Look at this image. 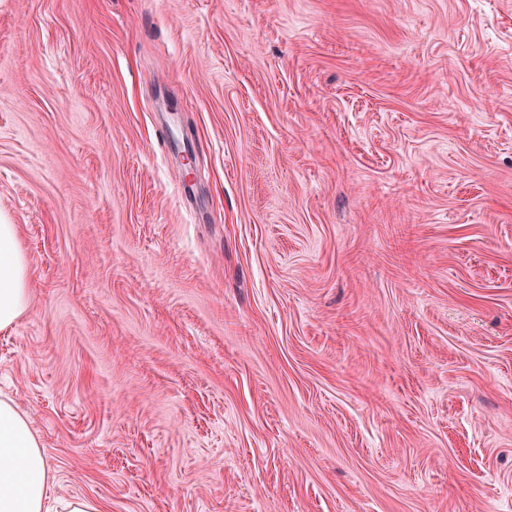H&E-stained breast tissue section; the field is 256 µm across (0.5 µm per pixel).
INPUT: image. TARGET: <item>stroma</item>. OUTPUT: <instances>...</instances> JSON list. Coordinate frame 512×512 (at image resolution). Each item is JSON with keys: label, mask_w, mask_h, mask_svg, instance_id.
<instances>
[{"label": "stroma", "mask_w": 512, "mask_h": 512, "mask_svg": "<svg viewBox=\"0 0 512 512\" xmlns=\"http://www.w3.org/2000/svg\"><path fill=\"white\" fill-rule=\"evenodd\" d=\"M0 398L103 512H512V0H0ZM30 268L17 224L0 214V331L11 330L30 306Z\"/></svg>", "instance_id": "stroma-1"}]
</instances>
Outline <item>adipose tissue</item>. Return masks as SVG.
I'll return each instance as SVG.
<instances>
[{"instance_id": "obj_1", "label": "adipose tissue", "mask_w": 512, "mask_h": 512, "mask_svg": "<svg viewBox=\"0 0 512 512\" xmlns=\"http://www.w3.org/2000/svg\"><path fill=\"white\" fill-rule=\"evenodd\" d=\"M30 268L17 225L0 215V331L12 329L30 306ZM56 480L42 442L15 403L0 399V512H102L92 498L52 504Z\"/></svg>"}]
</instances>
